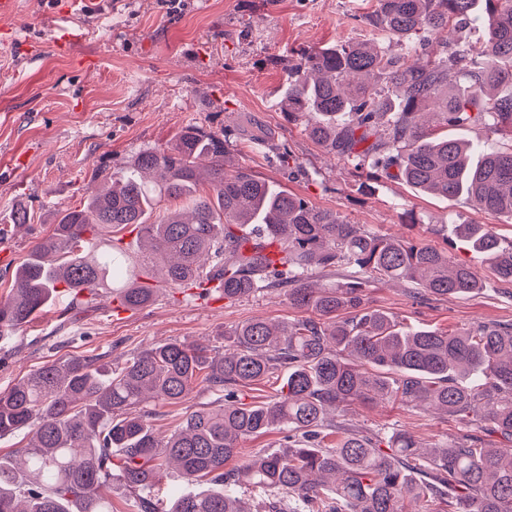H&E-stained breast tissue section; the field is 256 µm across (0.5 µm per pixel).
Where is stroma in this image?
Here are the masks:
<instances>
[{
    "label": "stroma",
    "instance_id": "obj_1",
    "mask_svg": "<svg viewBox=\"0 0 512 512\" xmlns=\"http://www.w3.org/2000/svg\"><path fill=\"white\" fill-rule=\"evenodd\" d=\"M0 16V298L33 245L58 215L78 206L98 185L96 169L128 164L145 149L168 146L182 127L231 131L234 165L319 209L336 211L374 235L422 241L470 266L480 291L417 303L398 283L369 289L372 309L403 325L456 331L512 322V284L458 238L459 224H486L505 242L512 219L445 200L403 182L370 178L315 142L304 118L281 108L302 50L364 41L392 55L403 47L364 22L376 0H183L172 13L164 0H16ZM65 19L77 40L60 46L47 20ZM274 135L270 146L237 135L242 116ZM287 148L281 163L279 148ZM30 212L18 227L8 215ZM110 295L63 323L65 299L53 301L29 325L0 341V391L44 363L102 355L116 365L130 354L174 340L220 347L225 333L257 317L300 319L283 289L261 286L235 301L198 300L161 291L148 306L113 311ZM220 393L199 386L181 403L157 407L156 429L172 432L183 416L217 408ZM336 423L381 436L403 429L426 447L473 434L496 442L486 424L462 425L439 413L385 402L346 406Z\"/></svg>",
    "mask_w": 512,
    "mask_h": 512
}]
</instances>
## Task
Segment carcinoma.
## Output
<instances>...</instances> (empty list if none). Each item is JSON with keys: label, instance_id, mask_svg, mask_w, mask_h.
Wrapping results in <instances>:
<instances>
[{"label": "carcinoma", "instance_id": "cac0c4a2", "mask_svg": "<svg viewBox=\"0 0 512 512\" xmlns=\"http://www.w3.org/2000/svg\"><path fill=\"white\" fill-rule=\"evenodd\" d=\"M480 14L479 46L448 41ZM410 46L388 55L363 42L301 53L282 100L306 118L309 136L357 171L376 169L424 193L464 199L512 217V143L475 153L436 137L423 120L487 121L512 134V0H377L364 18ZM456 70L468 89L448 83ZM241 133L267 144L272 133L249 121ZM228 139L186 126L171 146L145 150L104 177L86 202L65 211L16 270L0 300V339L28 325L69 292L81 309L108 290L129 309L157 289L140 282L136 263L113 245L112 230L132 228L157 256L165 283L198 298L232 301L261 283L285 289L293 322L252 319L213 354L181 341L145 348L109 367L72 356L32 370L0 392V438L32 432L21 458H0V512H112V483L134 494L138 512H251L242 493L270 491L271 512H512V325L466 331H406L368 307L367 289L413 282L420 299L479 291L468 266L424 242L379 237L243 168L228 169ZM209 193H198L200 172ZM183 199V213L161 210ZM158 212L152 222L147 215ZM459 237L512 283V242L484 224L458 225ZM345 266L351 279L331 288L315 269ZM288 373L286 389L246 404L241 387ZM223 393L217 409L189 412L168 435L152 423L150 403L183 401L199 384ZM399 401L442 411L468 424L489 421L499 446L466 435L424 447L394 432L389 451L356 430L336 444L329 410L347 403ZM285 432L282 449L259 451L232 469L240 442ZM174 469L183 482L213 488L163 499L155 489Z\"/></svg>", "mask_w": 512, "mask_h": 512}]
</instances>
